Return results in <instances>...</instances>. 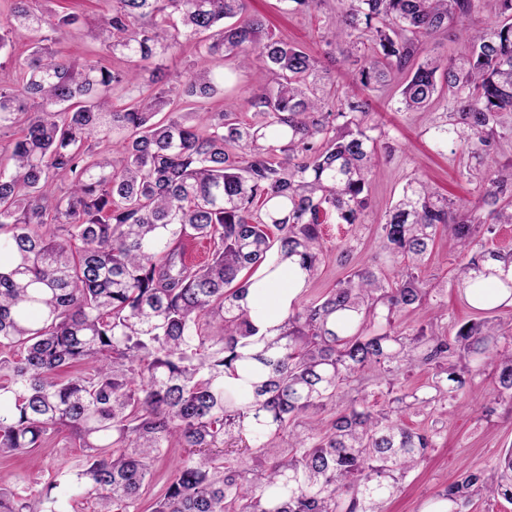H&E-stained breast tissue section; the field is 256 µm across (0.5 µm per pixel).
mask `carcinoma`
<instances>
[{
  "label": "carcinoma",
  "mask_w": 512,
  "mask_h": 512,
  "mask_svg": "<svg viewBox=\"0 0 512 512\" xmlns=\"http://www.w3.org/2000/svg\"><path fill=\"white\" fill-rule=\"evenodd\" d=\"M11 0L0 52L21 38L22 80L0 85V131L11 167L0 164V459L46 447L68 429L86 451L67 480L34 504L0 486V512H383L402 481L435 447L434 434L406 427L403 413L455 399L473 372H489L512 403V320L466 323L449 336L429 322L394 327L427 296L422 266L439 229L463 249L458 285L494 313L512 300V251L479 245L481 232L512 224V167H488L485 224L462 214L427 181L406 183L378 225L384 248L403 260L397 278L366 266L310 304L292 302L274 327L247 307L256 280L296 265L304 288L321 262L327 220L358 224L379 160L371 103H340L319 88L321 61L269 34L246 0H109L93 38L102 54L80 65L55 55L49 36L75 24L71 12ZM503 21L471 34L462 62H416L426 39L464 24L474 0H343L325 40L359 51L372 34L376 56L359 63L368 89L410 70L399 103L424 109L448 90L453 127L435 142L490 157L501 114L512 112V0ZM196 40L204 56L258 65L272 84L247 101L258 119L219 111L200 124L167 112L163 59ZM144 80L151 93L124 110L112 89ZM224 85L207 66L186 73L177 95L205 99ZM119 134L112 153L89 141ZM211 244L186 258L184 240ZM433 370L431 392L394 396L374 409L365 380L394 390L398 373ZM347 390L356 397L327 421L298 430ZM288 452L239 469L229 440L260 458L276 438ZM185 449L161 494L141 491L171 442ZM512 504V448L487 470H467L439 494L447 512H471L475 497Z\"/></svg>",
  "instance_id": "carcinoma-1"
}]
</instances>
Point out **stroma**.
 I'll return each mask as SVG.
<instances>
[{"label": "stroma", "mask_w": 512, "mask_h": 512, "mask_svg": "<svg viewBox=\"0 0 512 512\" xmlns=\"http://www.w3.org/2000/svg\"><path fill=\"white\" fill-rule=\"evenodd\" d=\"M59 4L76 13L79 21L58 36L53 51L81 62L95 60L99 46L90 31L107 8L105 0H59ZM284 7L283 0H248L249 12L263 15L275 38L321 56L334 81L336 97L355 90L354 65L340 49L333 57H325L321 41L336 19L339 0H316L311 9L290 13ZM499 19L497 0H477L466 25L449 24L447 38L427 42L425 54L448 59L466 57L470 53L467 29H481ZM202 62L231 75L223 90L206 100V107L225 109L241 122L253 121L255 114L246 101L264 92L270 76L258 68H237L229 60H204L194 42L171 53L166 64L172 81L178 82L190 65ZM406 78V73H394L388 83L367 93L386 134V146L379 151L380 161L370 182V206L361 223L325 225L320 269L307 287L305 302L321 298L352 269L364 265L378 266L391 277L396 275L400 264L384 250L377 238V227L407 180L424 178L459 207L480 215L485 212L481 205L484 185L469 177L476 160L462 147L438 149L432 137V125L451 120L450 96L441 94L425 111L400 109L398 98ZM461 261L455 239L447 231H439L426 261L431 276L427 301L443 306L445 314L440 325L448 331L454 324L484 316L483 311L468 303L454 277V269ZM402 421L410 428L434 432L436 446L407 476L400 492L386 502L385 512H429L438 493L454 482L464 468L491 466L504 449L512 448V406L498 397L485 373L473 375L455 405L432 412L412 410L403 415ZM83 455L78 441L65 430L35 454L0 463V480L35 500L49 484L64 483L66 473L81 463Z\"/></svg>", "instance_id": "35a3bbf8"}]
</instances>
